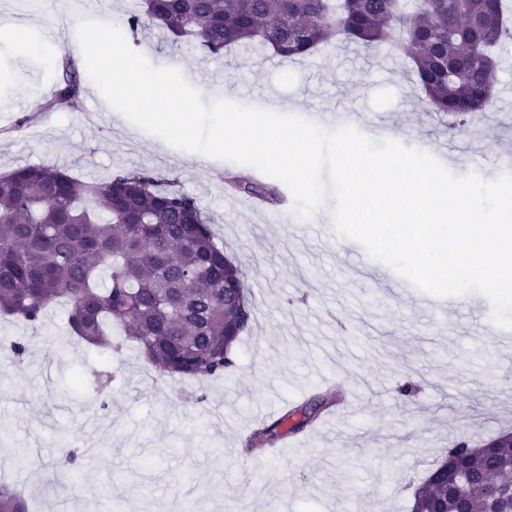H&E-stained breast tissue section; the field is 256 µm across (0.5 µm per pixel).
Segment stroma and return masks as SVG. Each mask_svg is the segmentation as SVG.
I'll return each instance as SVG.
<instances>
[{
    "instance_id": "35a3bbf8",
    "label": "stroma",
    "mask_w": 512,
    "mask_h": 512,
    "mask_svg": "<svg viewBox=\"0 0 512 512\" xmlns=\"http://www.w3.org/2000/svg\"><path fill=\"white\" fill-rule=\"evenodd\" d=\"M30 0H0V172L58 166L103 183L146 170L176 180L210 215L238 262L252 320L223 378L161 375L131 349L107 355L70 335L51 306L32 326L0 317V461L25 486L31 512H407L409 480L424 477L453 443L512 432V367L483 342L477 301L442 311L424 293L385 296L378 282L338 260L356 241L332 221L307 225L251 211L224 188L230 161L202 167L187 152L105 105L92 81L73 106L37 112L54 89L53 52L73 49L68 0L41 13ZM136 51L156 67L193 72L204 103L225 98L279 114L316 116L326 130L376 127L411 148L447 151L452 173H512V39L485 111L464 126L432 112L408 61L387 42H335L304 60L240 48L221 56L145 30ZM28 351L16 357L14 342ZM353 380L352 400L273 453L242 452L244 437L323 386L331 372ZM408 395H399L400 387ZM77 460L58 466L59 441ZM64 495L48 490L54 479Z\"/></svg>"
}]
</instances>
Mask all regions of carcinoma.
<instances>
[{"label": "carcinoma", "instance_id": "obj_1", "mask_svg": "<svg viewBox=\"0 0 512 512\" xmlns=\"http://www.w3.org/2000/svg\"><path fill=\"white\" fill-rule=\"evenodd\" d=\"M505 0H140L122 21L131 35L151 26L210 55L257 44L283 59L307 58L345 41L391 44L433 111L465 118L493 96L497 49L511 34ZM82 76L58 58L55 90L40 112L71 106ZM225 185L263 206L279 189L248 173ZM67 307L70 335L112 352V326L161 374L212 380L234 365L233 347L251 323L245 277L224 254L197 199L148 171L82 181L54 166L0 174V313L36 325ZM336 403L317 395L256 429L251 453L316 422ZM465 482L449 488L448 462ZM409 512H512V444L495 438L449 448L412 484ZM0 512H27L0 483Z\"/></svg>", "mask_w": 512, "mask_h": 512}]
</instances>
